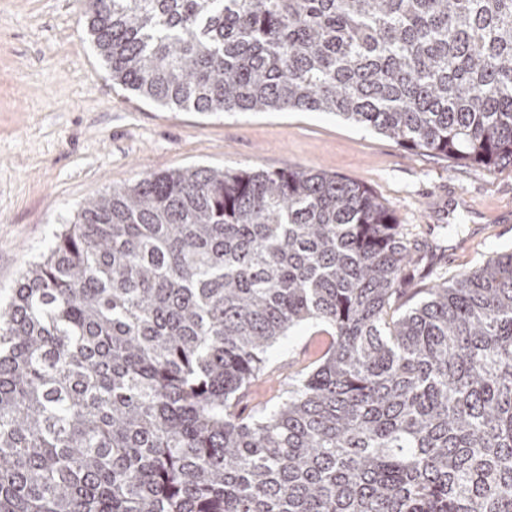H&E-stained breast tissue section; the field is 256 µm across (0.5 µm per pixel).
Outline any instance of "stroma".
Returning <instances> with one entry per match:
<instances>
[{"label": "stroma", "instance_id": "35a3bbf8", "mask_svg": "<svg viewBox=\"0 0 512 512\" xmlns=\"http://www.w3.org/2000/svg\"><path fill=\"white\" fill-rule=\"evenodd\" d=\"M320 169L368 187L404 232L435 250L411 270L403 307L439 277L512 252V164L495 171L409 151L325 112L205 114L166 108L113 82L85 0H0V297L47 254L85 201L149 173ZM318 324L267 354L269 382L241 407L276 409L321 348Z\"/></svg>", "mask_w": 512, "mask_h": 512}]
</instances>
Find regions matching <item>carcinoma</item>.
<instances>
[{"instance_id":"obj_1","label":"carcinoma","mask_w":512,"mask_h":512,"mask_svg":"<svg viewBox=\"0 0 512 512\" xmlns=\"http://www.w3.org/2000/svg\"><path fill=\"white\" fill-rule=\"evenodd\" d=\"M161 106L339 115L512 164V0H88ZM428 253L323 170L150 173L0 302V512H512V252L399 312ZM309 321L274 411L240 395Z\"/></svg>"}]
</instances>
